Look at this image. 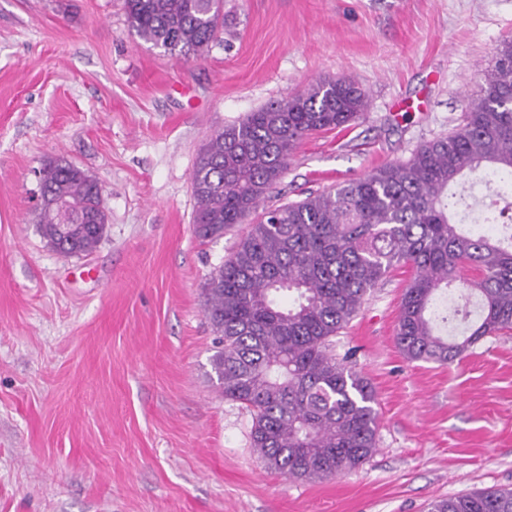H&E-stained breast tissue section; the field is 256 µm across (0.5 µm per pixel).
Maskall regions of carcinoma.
<instances>
[{
    "label": "carcinoma",
    "instance_id": "obj_1",
    "mask_svg": "<svg viewBox=\"0 0 512 512\" xmlns=\"http://www.w3.org/2000/svg\"><path fill=\"white\" fill-rule=\"evenodd\" d=\"M124 7L130 30L172 56L198 58L224 40V0H124ZM366 106L356 83L320 80L212 133L191 175L199 238L248 225L204 283L217 335L212 370L224 398L252 413V447L269 469L293 479L354 471L376 450L372 386L330 345L392 270L414 271L395 336L408 360L446 363L512 330V200L500 193L475 208L450 192L466 176L512 175V37L447 136L345 185L263 206L303 137L348 127ZM40 192L41 237L65 256L92 253L107 224L96 176L50 161ZM463 271L474 316L463 305L443 307L440 290ZM429 512H512V489L438 499Z\"/></svg>",
    "mask_w": 512,
    "mask_h": 512
}]
</instances>
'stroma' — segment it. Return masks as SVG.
Wrapping results in <instances>:
<instances>
[{"instance_id":"stroma-1","label":"stroma","mask_w":512,"mask_h":512,"mask_svg":"<svg viewBox=\"0 0 512 512\" xmlns=\"http://www.w3.org/2000/svg\"><path fill=\"white\" fill-rule=\"evenodd\" d=\"M224 40L179 59L131 33L123 0H0V512H427L512 488V330L448 364L395 343L411 269L333 339L376 396L359 469H268L253 416L212 380L204 282L244 225L200 240L191 173L210 134L322 79L369 99L304 137L267 205L359 179L448 135L512 36V0H224ZM102 187L91 255L37 230L36 174Z\"/></svg>"}]
</instances>
